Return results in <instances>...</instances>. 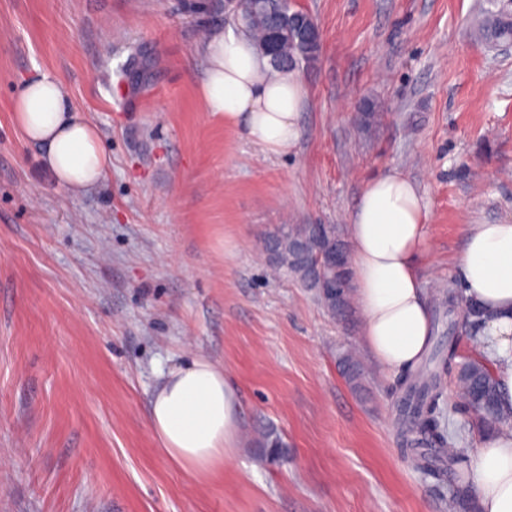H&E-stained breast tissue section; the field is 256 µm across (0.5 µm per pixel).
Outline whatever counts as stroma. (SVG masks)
Segmentation results:
<instances>
[{
	"label": "stroma",
	"mask_w": 512,
	"mask_h": 512,
	"mask_svg": "<svg viewBox=\"0 0 512 512\" xmlns=\"http://www.w3.org/2000/svg\"><path fill=\"white\" fill-rule=\"evenodd\" d=\"M293 2L321 49L298 69L296 146L273 155L203 101L199 32L234 25L223 0H0V512H448V480L426 472L446 457L407 446L400 380L360 313L269 278L258 242L279 224L348 234L369 180L416 184L430 348L455 351L438 410L472 452L486 430L455 386L477 330L440 300L462 290L470 226L512 222V50L479 40L484 0ZM39 72L112 159L84 192L56 186L13 123L15 86ZM198 358L240 405L234 457L199 480L148 426L162 374ZM261 427L286 443L280 462ZM339 367L347 383L354 388L359 387L363 376V367L352 351H346L341 356Z\"/></svg>",
	"instance_id": "35a3bbf8"
}]
</instances>
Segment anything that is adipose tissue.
<instances>
[{"label":"adipose tissue","instance_id":"adipose-tissue-1","mask_svg":"<svg viewBox=\"0 0 512 512\" xmlns=\"http://www.w3.org/2000/svg\"><path fill=\"white\" fill-rule=\"evenodd\" d=\"M207 55V110L243 128L266 151L292 149L306 97L298 72L271 73L250 36L233 28L212 32ZM12 113L24 140L41 147V164L57 186L77 193L105 178L110 159L97 129L74 110L58 78L43 72L17 85ZM426 223L427 205L416 185L389 173L365 186L350 226L365 340L377 362L396 374L413 369L431 340V314L416 272ZM460 272L465 298L488 314L480 342L494 365L500 409L512 415V223L473 225ZM238 411V395L223 371L196 359L163 375L148 421L165 455L204 478L232 458ZM467 472L479 512H512V429L481 437Z\"/></svg>","mask_w":512,"mask_h":512}]
</instances>
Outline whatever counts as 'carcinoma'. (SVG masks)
Wrapping results in <instances>:
<instances>
[{"label":"carcinoma","instance_id":"cac0c4a2","mask_svg":"<svg viewBox=\"0 0 512 512\" xmlns=\"http://www.w3.org/2000/svg\"><path fill=\"white\" fill-rule=\"evenodd\" d=\"M491 8L485 13L480 25V35L489 44L496 46L512 39V15L508 14V4L502 0H489ZM239 24L247 31L259 51H264L271 41L272 32L282 34L277 46L280 59L279 68L293 67L306 62L305 49L297 41L288 38V20L307 13L295 7L292 0H263L262 9L253 11L252 0H236L231 5ZM317 235L311 224H280L263 241V250L268 253L270 266L274 273L286 271L293 273L308 288L312 287L307 261L315 252ZM343 288V301L337 315L346 319L351 313L353 294L351 271H330ZM341 374L349 385L359 387L363 367L356 355L345 352L339 361ZM405 434L415 438L422 436L440 448L447 449L448 465L459 462L462 449L456 447L457 440L444 433L439 427L437 416L436 373L429 365H424L409 373L403 380ZM457 396L488 427L505 422L498 408L496 382L492 367L486 361L480 349H474L473 355L462 365L458 374ZM260 443L268 448L270 458L285 456L287 446L281 436L272 429L263 431ZM453 503L461 509L469 510L473 503L469 486L463 483L451 485Z\"/></svg>","mask_w":512,"mask_h":512}]
</instances>
